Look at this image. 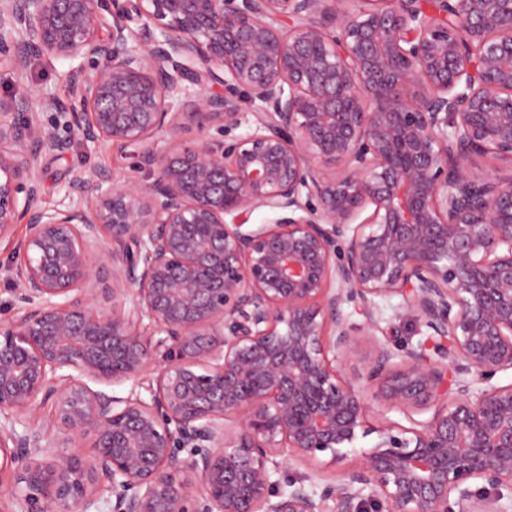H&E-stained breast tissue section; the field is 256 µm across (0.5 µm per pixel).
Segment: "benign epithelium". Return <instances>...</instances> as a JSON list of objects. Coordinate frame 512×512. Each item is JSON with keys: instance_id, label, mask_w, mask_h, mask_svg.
<instances>
[{"instance_id": "obj_1", "label": "benign epithelium", "mask_w": 512, "mask_h": 512, "mask_svg": "<svg viewBox=\"0 0 512 512\" xmlns=\"http://www.w3.org/2000/svg\"><path fill=\"white\" fill-rule=\"evenodd\" d=\"M111 2L109 23L106 0H0V68L90 60L69 72L73 127L144 172L92 169L69 205L39 206L40 157L70 141L0 113L18 302L0 318V512H504L512 384L490 380L512 371V0ZM34 108L59 101L16 102ZM184 119L223 139L175 141ZM474 155L509 173L473 174ZM259 208L277 218L251 228ZM361 380L410 426L349 466ZM317 464L341 474L309 490L293 469ZM93 268L95 276L93 279V288H98L99 296L98 301L101 306L109 307L112 304V293H104V289H111L112 291V267L103 265L99 262L97 255L92 257Z\"/></svg>"}]
</instances>
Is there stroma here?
I'll return each instance as SVG.
<instances>
[{
	"label": "stroma",
	"mask_w": 512,
	"mask_h": 512,
	"mask_svg": "<svg viewBox=\"0 0 512 512\" xmlns=\"http://www.w3.org/2000/svg\"><path fill=\"white\" fill-rule=\"evenodd\" d=\"M71 67V62L66 60L36 56L23 74L0 69V113L12 109L18 91L24 87L52 95L63 104L62 110H39L31 116L37 123H55L60 135L73 140L69 153L62 156L46 153L40 158L42 190L39 202L46 206L68 203L69 184L83 179L93 168L109 170L118 179L139 181L143 178L142 173L134 169L128 150L74 137L70 115L65 108L70 101L67 75Z\"/></svg>",
	"instance_id": "35a3bbf8"
}]
</instances>
